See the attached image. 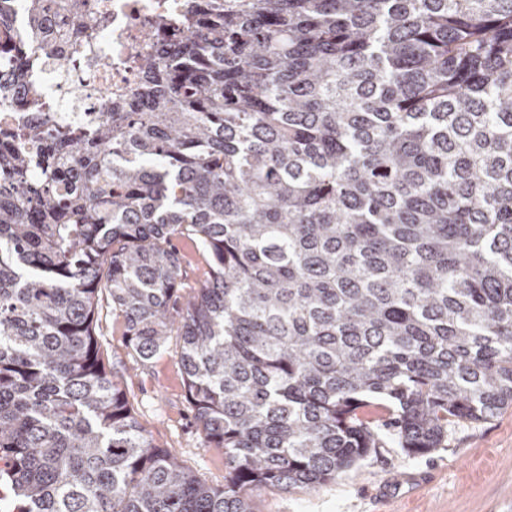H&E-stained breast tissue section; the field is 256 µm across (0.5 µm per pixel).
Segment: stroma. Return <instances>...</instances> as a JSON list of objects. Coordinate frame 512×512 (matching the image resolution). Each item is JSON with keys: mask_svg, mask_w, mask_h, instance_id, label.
Here are the masks:
<instances>
[{"mask_svg": "<svg viewBox=\"0 0 512 512\" xmlns=\"http://www.w3.org/2000/svg\"><path fill=\"white\" fill-rule=\"evenodd\" d=\"M96 333L99 356L119 371L144 433L201 481L223 486L224 452L205 441L194 418L179 336L144 362L109 309ZM380 437V448L318 489L255 491V512H512V407L486 422H451L442 445L423 456L399 448L388 431Z\"/></svg>", "mask_w": 512, "mask_h": 512, "instance_id": "obj_1", "label": "stroma"}]
</instances>
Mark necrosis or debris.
I'll return each instance as SVG.
<instances>
[{
  "label": "necrosis or debris",
  "instance_id": "necrosis-or-debris-1",
  "mask_svg": "<svg viewBox=\"0 0 512 512\" xmlns=\"http://www.w3.org/2000/svg\"><path fill=\"white\" fill-rule=\"evenodd\" d=\"M10 12L8 30L0 32V65L11 68L10 48L23 47L31 55H39L41 39L28 26L30 0H8ZM192 0H85L86 10L104 18L97 39L84 45V55L111 61L107 70L84 68L59 75L52 70H26L18 82L16 94L29 97L41 93L54 101L57 118L63 123L81 121L99 111L101 94L105 89L128 90L138 85V60L149 51L148 43L139 35L149 25H155L158 14L175 19L190 9Z\"/></svg>",
  "mask_w": 512,
  "mask_h": 512
}]
</instances>
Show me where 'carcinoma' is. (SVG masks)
<instances>
[{"label": "carcinoma", "mask_w": 512, "mask_h": 512, "mask_svg": "<svg viewBox=\"0 0 512 512\" xmlns=\"http://www.w3.org/2000/svg\"><path fill=\"white\" fill-rule=\"evenodd\" d=\"M64 13L31 0L56 73ZM94 119L0 128V453L17 512H253L512 405V0H196ZM39 146L38 171L25 145ZM175 239L208 267L182 299ZM180 336L203 484L100 357Z\"/></svg>", "instance_id": "obj_1"}]
</instances>
